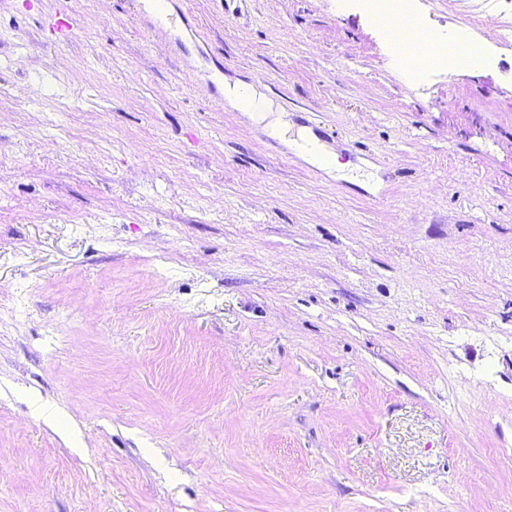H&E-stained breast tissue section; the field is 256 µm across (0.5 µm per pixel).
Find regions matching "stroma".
I'll return each instance as SVG.
<instances>
[{"mask_svg":"<svg viewBox=\"0 0 512 512\" xmlns=\"http://www.w3.org/2000/svg\"><path fill=\"white\" fill-rule=\"evenodd\" d=\"M24 2L0 0V512H512V0H414L491 53L415 80L336 0H166L169 26ZM223 85L224 100L235 109L248 113L252 122L261 125L269 136L285 140L313 166L327 172L345 173L346 166L339 162L337 154L305 130H293L284 114L275 112L273 104L257 88L240 83Z\"/></svg>","mask_w":512,"mask_h":512,"instance_id":"1","label":"stroma"}]
</instances>
